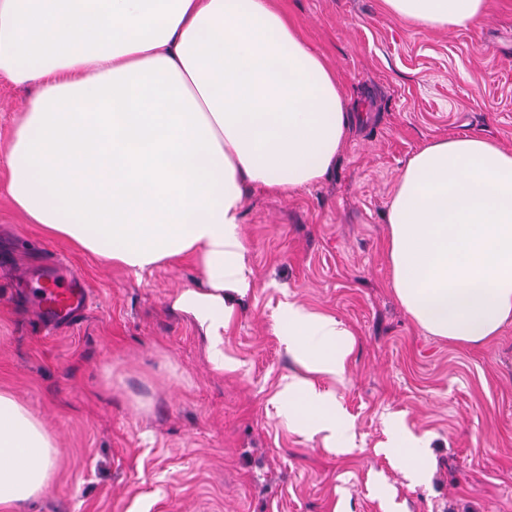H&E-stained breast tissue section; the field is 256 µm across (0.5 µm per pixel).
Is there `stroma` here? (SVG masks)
Returning a JSON list of instances; mask_svg holds the SVG:
<instances>
[{
  "label": "stroma",
  "mask_w": 512,
  "mask_h": 512,
  "mask_svg": "<svg viewBox=\"0 0 512 512\" xmlns=\"http://www.w3.org/2000/svg\"><path fill=\"white\" fill-rule=\"evenodd\" d=\"M335 70L354 112L336 166L288 195L248 191L254 286L224 335V365L173 308L188 262L133 272L43 236L6 192L4 150L34 91L0 81V387L53 433L56 471L25 512H512V323L463 345L428 334L393 293L386 211L426 143L481 135L512 150V0L466 29L430 30L383 0H280ZM86 309L48 324L27 278L54 260ZM294 301L355 339L343 380L317 379L353 450L297 431L274 395L296 370L273 317ZM424 439L413 477L392 432Z\"/></svg>",
  "instance_id": "1"
}]
</instances>
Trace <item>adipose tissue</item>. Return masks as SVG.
I'll use <instances>...</instances> for the list:
<instances>
[{"label": "adipose tissue", "mask_w": 512, "mask_h": 512, "mask_svg": "<svg viewBox=\"0 0 512 512\" xmlns=\"http://www.w3.org/2000/svg\"><path fill=\"white\" fill-rule=\"evenodd\" d=\"M394 16L465 29L487 0H384ZM0 78L32 85L6 152L27 223L135 273L192 262L173 306L224 364L234 304L253 286L245 191L321 181L352 116L333 71L276 0H0ZM393 291L430 335L479 344L512 323V151L481 136L413 154L391 197ZM274 326L298 369L275 394L302 433L345 452L351 425L313 379H343L352 332L283 303ZM55 440L0 390V504L48 489Z\"/></svg>", "instance_id": "ef3b65f1"}]
</instances>
